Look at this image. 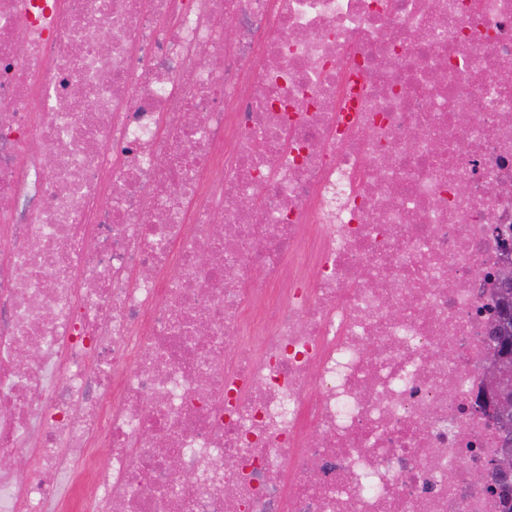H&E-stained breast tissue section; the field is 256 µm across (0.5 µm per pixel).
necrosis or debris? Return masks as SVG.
I'll return each mask as SVG.
<instances>
[{
  "label": "necrosis or debris",
  "mask_w": 512,
  "mask_h": 512,
  "mask_svg": "<svg viewBox=\"0 0 512 512\" xmlns=\"http://www.w3.org/2000/svg\"><path fill=\"white\" fill-rule=\"evenodd\" d=\"M509 225L512 0H0V512H499ZM512 337V334L510 335ZM510 336L506 338L507 346L502 352H491L482 368L485 382V398L482 408L495 421L501 447L499 454L492 463L499 478L507 481L500 482L501 512H512V354L510 351ZM510 501V506L508 503Z\"/></svg>",
  "instance_id": "necrosis-or-debris-1"
}]
</instances>
